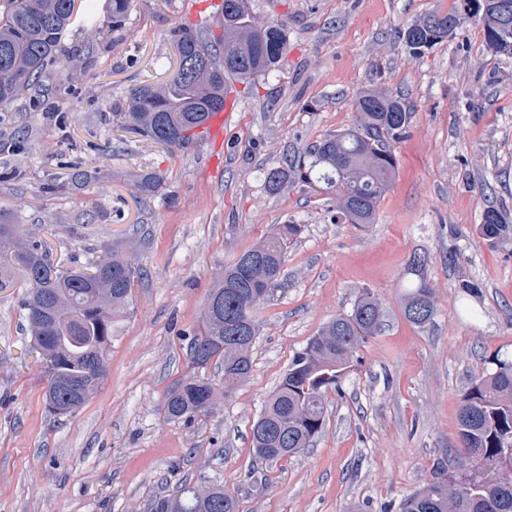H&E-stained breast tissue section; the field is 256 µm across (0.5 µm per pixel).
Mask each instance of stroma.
Wrapping results in <instances>:
<instances>
[{
    "mask_svg": "<svg viewBox=\"0 0 512 512\" xmlns=\"http://www.w3.org/2000/svg\"><path fill=\"white\" fill-rule=\"evenodd\" d=\"M454 3L251 0L256 23L283 22L286 57L238 83L223 142L172 152L124 128L112 107L174 76L171 32L194 9L212 25L210 0H132L119 33L105 22L107 0H81L100 26L66 35L70 59L46 82L50 111L32 110L26 95L0 109V133L23 139L20 151L0 153V213L48 235L52 258L82 265L116 248L145 274L112 321L103 385L64 417L48 411L28 352L24 287L0 290V512H147L171 493L161 477L173 465L197 487L223 483L242 512H383L453 460L461 393L494 356L512 353V242L480 233L488 206L512 219V56L487 51L475 18L418 56L396 37ZM367 88L405 95L412 112L375 223L334 222L335 202L317 187L268 193L264 174L289 150L354 126ZM144 171L163 178V194L134 190ZM288 222L303 231L285 284L256 310L250 376L217 393L209 414L167 421L162 404L190 372L186 344L209 289ZM417 253L435 302L421 327L402 308ZM464 279L478 296L461 295ZM365 291L383 324L328 393L323 434L264 465L255 485L251 427L264 402L295 352Z\"/></svg>",
    "mask_w": 512,
    "mask_h": 512,
    "instance_id": "1",
    "label": "stroma"
}]
</instances>
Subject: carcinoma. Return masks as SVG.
<instances>
[{"label":"carcinoma","mask_w":512,"mask_h":512,"mask_svg":"<svg viewBox=\"0 0 512 512\" xmlns=\"http://www.w3.org/2000/svg\"><path fill=\"white\" fill-rule=\"evenodd\" d=\"M80 0H6L0 14V108L24 92L43 91V78L62 55V42L75 22ZM457 0L445 14L428 15L397 31L408 53L420 55L452 37L476 17L485 43L495 55L512 56V0H475V13H464ZM130 0H110L112 31L124 29ZM455 18L448 25V18ZM216 27L205 31L180 27L173 43L178 57L175 76L163 85H141L116 104L115 115L126 128L168 149H184L197 138L195 130L213 112L224 110L226 79L247 81L280 66L288 53L284 28L277 22L258 26L250 0H224ZM357 124L303 150H292L283 165L270 169L264 187L276 194L290 183L322 184L336 194V210L356 226L374 222L378 203L397 170L393 146L410 126L406 98L374 89L356 97ZM136 190L145 196L160 191L156 174L137 177ZM480 231L496 243L512 237V225L491 206ZM301 233L294 222L279 224L267 238L244 251L224 268L209 289L201 323L187 345L224 366V390L251 373L250 348L258 334L257 307L278 281L288 246ZM19 224L0 216V290L22 279L28 288L23 301L33 350L49 354L47 374L64 383L53 395L64 405L74 397L72 385L86 374L90 359L108 355L112 317L122 313L132 288L143 276L141 267L116 251L92 260L89 272L54 263L43 241L27 240ZM426 263L409 262L412 285L404 296V315L414 325L432 320L433 289L424 277ZM99 288L112 289V305H101ZM382 325L379 301L363 293L350 312L339 315L296 353L277 390L252 426V444L260 462H273L314 445L325 427V394L339 389L349 374L358 347ZM491 372L473 381L461 394L459 437L467 457L453 470L402 500L395 512H512V355H496ZM209 378L194 373L177 381L165 396L162 411L170 421L202 415L199 404L214 400ZM148 512H239V500L221 484L196 488L178 483L171 494L154 498Z\"/></svg>","instance_id":"obj_1"}]
</instances>
